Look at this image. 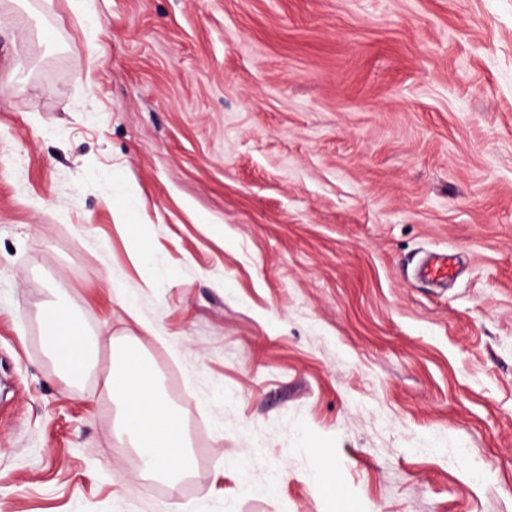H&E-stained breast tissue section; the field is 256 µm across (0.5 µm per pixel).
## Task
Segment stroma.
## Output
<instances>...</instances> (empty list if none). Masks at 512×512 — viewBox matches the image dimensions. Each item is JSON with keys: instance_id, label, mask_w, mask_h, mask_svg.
Returning a JSON list of instances; mask_svg holds the SVG:
<instances>
[{"instance_id": "obj_1", "label": "stroma", "mask_w": 512, "mask_h": 512, "mask_svg": "<svg viewBox=\"0 0 512 512\" xmlns=\"http://www.w3.org/2000/svg\"><path fill=\"white\" fill-rule=\"evenodd\" d=\"M130 340L184 483L117 434ZM333 506L512 512V0H0V512ZM457 261L452 255L436 253L430 256L420 267V275L434 283L448 282L456 272ZM42 320L46 350L70 379L83 378L97 357L98 341L89 338L64 307L46 310Z\"/></svg>"}]
</instances>
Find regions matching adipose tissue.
I'll use <instances>...</instances> for the list:
<instances>
[{"mask_svg": "<svg viewBox=\"0 0 512 512\" xmlns=\"http://www.w3.org/2000/svg\"><path fill=\"white\" fill-rule=\"evenodd\" d=\"M43 339L52 358L73 380L83 378L97 357L99 343L61 306L43 317ZM108 388L123 401L121 432L136 448L145 475L178 482L190 470L183 422L158 389L154 373L137 350H129L123 375Z\"/></svg>", "mask_w": 512, "mask_h": 512, "instance_id": "adipose-tissue-1", "label": "adipose tissue"}]
</instances>
